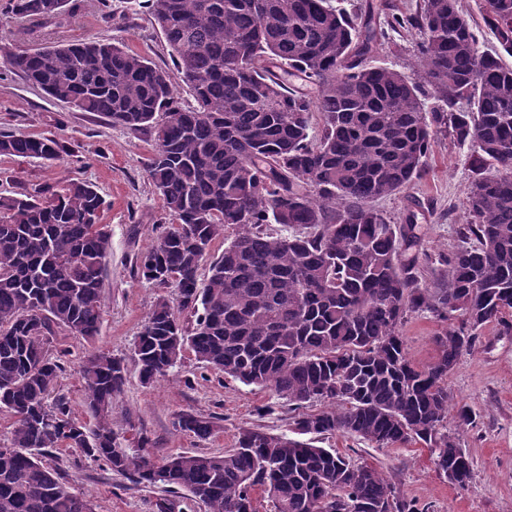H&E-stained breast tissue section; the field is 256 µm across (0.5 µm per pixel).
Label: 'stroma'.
Returning a JSON list of instances; mask_svg holds the SVG:
<instances>
[{"label":"stroma","mask_w":512,"mask_h":512,"mask_svg":"<svg viewBox=\"0 0 512 512\" xmlns=\"http://www.w3.org/2000/svg\"><path fill=\"white\" fill-rule=\"evenodd\" d=\"M369 2L375 7L378 27L385 31L377 44L376 61L407 75L416 72L417 32L388 29L387 21L414 12L421 0H333L334 6L349 12ZM55 37L122 39L131 51L156 64H171L164 39L148 14L128 12L125 0H109L105 6L100 0H85L83 12ZM0 130L52 135L66 147L61 160L53 164L21 157L0 159V196L15 195L34 184L86 180L109 204L102 216L111 245L103 274L100 334L90 344L59 330L51 343L52 351L66 354L56 391L67 397L74 415H84L80 362L98 348L125 360V385L112 402L113 425L123 447L144 445L146 454L158 461L181 452H221L233 446L243 427L289 432L288 409L278 406L270 392L202 368L193 357H186L168 377L152 385L139 380L132 359L134 342L157 299L172 294L136 272L141 252L169 227L144 167L152 149L150 136L111 124L98 114L73 111L2 63ZM471 177L468 147L441 136L432 145L425 174L401 192L377 199L375 206L394 224L414 215L418 251L446 254L459 243L457 232L464 222L465 190ZM447 327V322L427 312L409 317L403 334L415 364L435 360L434 338ZM448 390L454 404L469 406L476 415L475 426L455 432L473 463L466 487L440 476L426 447L372 448L343 435L320 438L319 444L378 468L426 512H512V335L487 327L480 343L449 375ZM183 411L218 417V431L201 439L177 430L174 421ZM54 464L73 492L92 500L95 512H152L156 491L126 490L123 479L103 463L67 450Z\"/></svg>","instance_id":"stroma-1"}]
</instances>
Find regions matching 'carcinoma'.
<instances>
[{
	"instance_id": "1",
	"label": "carcinoma",
	"mask_w": 512,
	"mask_h": 512,
	"mask_svg": "<svg viewBox=\"0 0 512 512\" xmlns=\"http://www.w3.org/2000/svg\"><path fill=\"white\" fill-rule=\"evenodd\" d=\"M129 3L152 18L173 70L96 39L43 44L7 62L49 97L153 140L146 171L172 225L137 268L173 287L177 307L158 299L142 326L140 382L168 376L189 352L284 401L291 434L242 428L220 453L157 464L118 442L112 399L126 368L101 349L83 357L86 419L75 417L54 394L63 365L50 336L99 335L106 202L86 181L36 185L0 196V411L13 418L0 444V512H94L44 461L69 449L129 489H161L153 512H175L181 492L208 512H258L259 493L273 512H422L377 468L314 444L336 434L375 448L423 443L439 475L467 486L472 462L448 431V375L487 326L512 333V68L479 50L457 0H423L392 18L419 33L415 78L370 60V4L350 14L331 0ZM476 7L512 55V0ZM83 9L84 0H10L34 40ZM179 85L193 104L177 101ZM442 132L470 147L472 180L457 249L426 258L440 272L430 286L410 253L415 225L390 223L374 202L422 177ZM62 151L53 136L0 133V158L51 161ZM416 312L458 322L434 336L437 357L422 367L403 334ZM318 402L327 409L304 410ZM174 426L199 438L218 428L190 412Z\"/></svg>"
}]
</instances>
